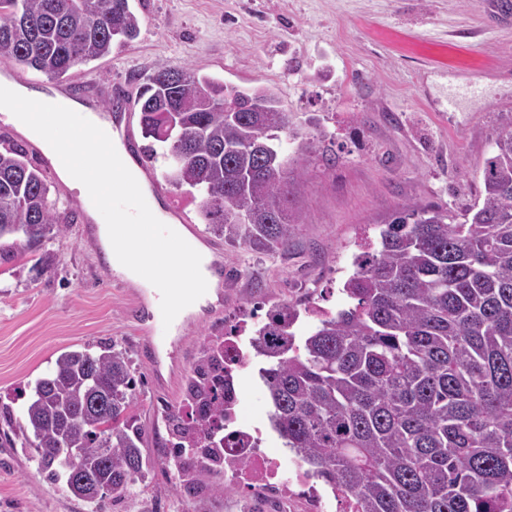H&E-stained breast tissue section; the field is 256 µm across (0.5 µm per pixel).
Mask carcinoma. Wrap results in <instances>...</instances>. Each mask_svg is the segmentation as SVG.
<instances>
[{
    "instance_id": "carcinoma-1",
    "label": "carcinoma",
    "mask_w": 512,
    "mask_h": 512,
    "mask_svg": "<svg viewBox=\"0 0 512 512\" xmlns=\"http://www.w3.org/2000/svg\"><path fill=\"white\" fill-rule=\"evenodd\" d=\"M129 0H0V55L60 79L134 40ZM145 137L162 143L169 181L200 195L212 231L254 251H287L301 215L291 186L304 138L285 154L288 112L267 87L239 89L162 63L138 98ZM481 198L460 214L399 206L354 255L349 306L317 316L267 312L253 342L270 423L308 473L355 498L358 512H512V129L484 160ZM50 185L16 146L0 150V238L38 244L64 232ZM207 345L170 414L187 484L224 471V379ZM137 381L126 351L61 354L26 407L25 442L52 483L102 512L144 481ZM109 494H101L102 489Z\"/></svg>"
}]
</instances>
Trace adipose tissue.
Returning a JSON list of instances; mask_svg holds the SVG:
<instances>
[{"label": "adipose tissue", "mask_w": 512, "mask_h": 512, "mask_svg": "<svg viewBox=\"0 0 512 512\" xmlns=\"http://www.w3.org/2000/svg\"><path fill=\"white\" fill-rule=\"evenodd\" d=\"M24 95L22 86L1 79L0 112L8 114L10 122L22 129L29 138L41 143L46 152H54L59 136L69 124V116L43 112L35 117L28 112L15 111V104ZM100 236L114 269L144 287H152L157 278L166 277L178 280L181 288L187 289L193 287L197 276L210 274L208 266L212 257L205 250H198L190 260L176 255L152 253L141 231L139 219H132L125 236L114 235L108 225L101 227Z\"/></svg>", "instance_id": "obj_1"}]
</instances>
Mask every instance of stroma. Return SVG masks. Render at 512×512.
<instances>
[{
    "mask_svg": "<svg viewBox=\"0 0 512 512\" xmlns=\"http://www.w3.org/2000/svg\"><path fill=\"white\" fill-rule=\"evenodd\" d=\"M489 0H130L138 37L111 55L73 68L137 98L161 63L186 64L225 85L272 88L291 127L323 137L292 187L303 222L284 253L230 245L205 224L189 187H175L163 154L148 159L165 211L195 227L223 261L219 298L186 317L180 363L145 361V333L131 288L111 280L103 247L84 222L44 240L39 254L23 235L0 239V512H92L41 472L19 429L39 378L70 349L124 348L137 379L133 414L148 477L107 512H252L250 497L218 492L209 477L194 490L157 455L173 436L167 420L183 404L187 378L204 343L246 309H298L303 335L313 310L343 308L341 288L361 244L402 204L460 213L480 195L479 170L497 134L512 128V16L491 14ZM465 84L479 92L457 109L448 96ZM52 258L35 268L37 255ZM242 419L264 431L271 456L289 453L269 427L270 399L257 369L242 381Z\"/></svg>",
    "mask_w": 512,
    "mask_h": 512,
    "instance_id": "stroma-1",
    "label": "stroma"
}]
</instances>
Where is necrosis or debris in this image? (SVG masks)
Segmentation results:
<instances>
[{"label":"necrosis or debris","mask_w":512,"mask_h":512,"mask_svg":"<svg viewBox=\"0 0 512 512\" xmlns=\"http://www.w3.org/2000/svg\"><path fill=\"white\" fill-rule=\"evenodd\" d=\"M243 332V327H236L219 344L220 364L230 386L224 399L226 439L219 451L224 472L235 484L262 498L272 512H331L332 491L318 487L312 477L301 472L283 477L280 460L261 446L260 430L239 417L241 373L249 362Z\"/></svg>","instance_id":"1"}]
</instances>
